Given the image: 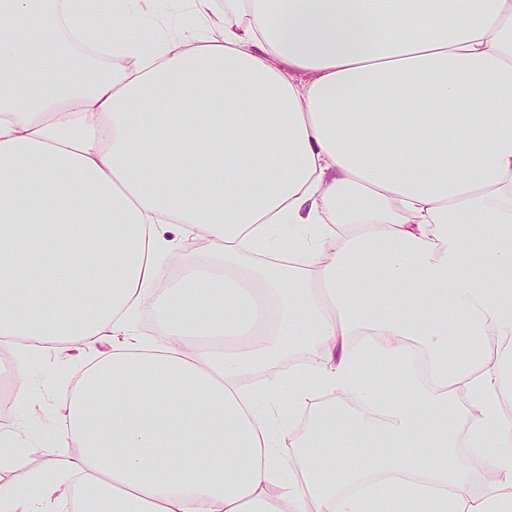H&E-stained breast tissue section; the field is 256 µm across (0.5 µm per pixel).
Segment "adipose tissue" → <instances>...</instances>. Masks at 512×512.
I'll return each mask as SVG.
<instances>
[{
    "mask_svg": "<svg viewBox=\"0 0 512 512\" xmlns=\"http://www.w3.org/2000/svg\"><path fill=\"white\" fill-rule=\"evenodd\" d=\"M84 339L0 512H512V0H0V347Z\"/></svg>",
    "mask_w": 512,
    "mask_h": 512,
    "instance_id": "1",
    "label": "adipose tissue"
}]
</instances>
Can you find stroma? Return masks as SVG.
<instances>
[{"label":"stroma","instance_id":"stroma-1","mask_svg":"<svg viewBox=\"0 0 512 512\" xmlns=\"http://www.w3.org/2000/svg\"><path fill=\"white\" fill-rule=\"evenodd\" d=\"M111 350V343L100 341L81 352L41 350L21 362L12 354H0V374L20 375L30 391L25 406L0 412V426L15 429L19 435L15 451L21 462L12 473L13 479L24 476L26 459L40 463L59 459L64 397L84 368Z\"/></svg>","mask_w":512,"mask_h":512}]
</instances>
